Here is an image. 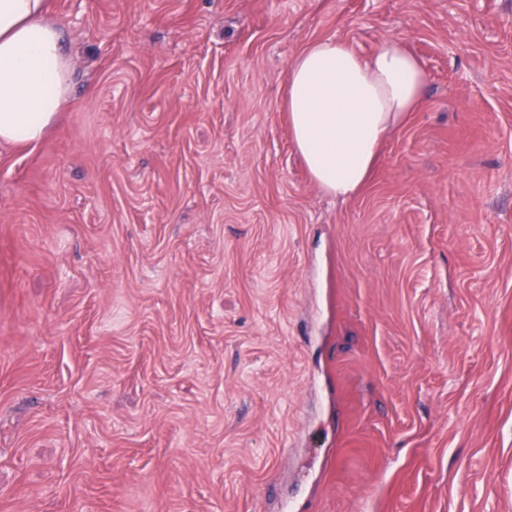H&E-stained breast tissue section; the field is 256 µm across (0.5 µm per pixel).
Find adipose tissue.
I'll use <instances>...</instances> for the list:
<instances>
[{
    "label": "adipose tissue",
    "instance_id": "adipose-tissue-1",
    "mask_svg": "<svg viewBox=\"0 0 512 512\" xmlns=\"http://www.w3.org/2000/svg\"><path fill=\"white\" fill-rule=\"evenodd\" d=\"M71 63L45 0H0V145L39 140L66 97ZM427 77L403 41L369 54L325 39L288 70L293 142L316 185L344 199L365 183L386 137L423 102Z\"/></svg>",
    "mask_w": 512,
    "mask_h": 512
}]
</instances>
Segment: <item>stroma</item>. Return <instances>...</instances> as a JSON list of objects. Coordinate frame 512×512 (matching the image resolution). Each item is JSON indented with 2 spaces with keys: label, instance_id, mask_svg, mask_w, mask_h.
<instances>
[{
  "label": "stroma",
  "instance_id": "35a3bbf8",
  "mask_svg": "<svg viewBox=\"0 0 512 512\" xmlns=\"http://www.w3.org/2000/svg\"><path fill=\"white\" fill-rule=\"evenodd\" d=\"M73 80L0 145V512H512V0H46ZM421 107L339 200L304 48ZM426 86L420 61L401 40L361 55L330 38L298 54L288 70L286 110L316 185L336 199L355 194L380 145L422 104Z\"/></svg>",
  "mask_w": 512,
  "mask_h": 512
}]
</instances>
